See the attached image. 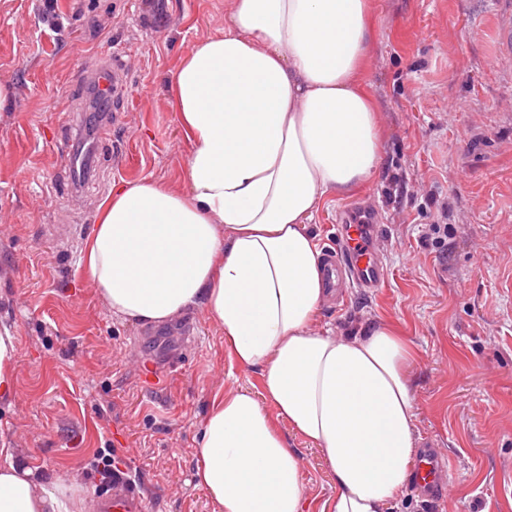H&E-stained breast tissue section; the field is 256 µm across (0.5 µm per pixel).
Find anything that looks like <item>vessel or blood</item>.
Returning a JSON list of instances; mask_svg holds the SVG:
<instances>
[{
    "label": "vessel or blood",
    "mask_w": 512,
    "mask_h": 512,
    "mask_svg": "<svg viewBox=\"0 0 512 512\" xmlns=\"http://www.w3.org/2000/svg\"><path fill=\"white\" fill-rule=\"evenodd\" d=\"M124 71L111 67L98 77L96 87L104 97L120 93L123 88ZM380 229L378 221L356 219L346 226V236L336 249L326 252L324 272L327 282L344 285L352 282L360 291L381 287L385 281V270L371 247V240ZM412 483L427 500L445 496L450 479L446 458L436 449L426 448L420 453L412 472ZM98 512H144L141 500L119 491L102 502Z\"/></svg>",
    "instance_id": "obj_1"
}]
</instances>
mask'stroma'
<instances>
[{
    "label": "stroma",
    "mask_w": 512,
    "mask_h": 512,
    "mask_svg": "<svg viewBox=\"0 0 512 512\" xmlns=\"http://www.w3.org/2000/svg\"><path fill=\"white\" fill-rule=\"evenodd\" d=\"M0 0V322L18 341L16 395L0 403V440L39 472L101 500L116 484L146 512H213L196 485L198 422L227 389L259 392L233 365L202 310L194 347L180 325L141 327L86 288L79 264L113 184L186 183V146L169 80L201 37L223 31L225 0ZM363 74L383 127V166L346 198L327 200L310 229L336 237L337 211L375 199V241L387 278L342 289L321 323L343 333L368 319L398 327L414 348L419 447L445 453L451 489H412L393 512H512V59L497 32L500 0H372ZM125 49L128 90L109 104L112 133L93 140L91 169L70 173L99 64ZM443 229L442 247L428 235ZM72 232L55 243L57 228ZM157 367L163 386L152 383ZM319 512L334 480L318 450L289 434ZM115 460L118 479L96 469Z\"/></svg>",
    "instance_id": "obj_1"
}]
</instances>
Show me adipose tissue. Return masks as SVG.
Returning a JSON list of instances; mask_svg holds the SVG:
<instances>
[{
  "label": "adipose tissue",
  "instance_id": "adipose-tissue-1",
  "mask_svg": "<svg viewBox=\"0 0 512 512\" xmlns=\"http://www.w3.org/2000/svg\"><path fill=\"white\" fill-rule=\"evenodd\" d=\"M228 16L170 79L186 186L113 184L81 265L112 314L147 327L203 310L259 369L260 393L216 394L199 423L195 478L216 512H310L286 428L335 480L321 512H388L418 454L412 350L385 322L314 330L328 290L309 229L381 171L369 0H228ZM96 508L0 443V512Z\"/></svg>",
  "mask_w": 512,
  "mask_h": 512
}]
</instances>
